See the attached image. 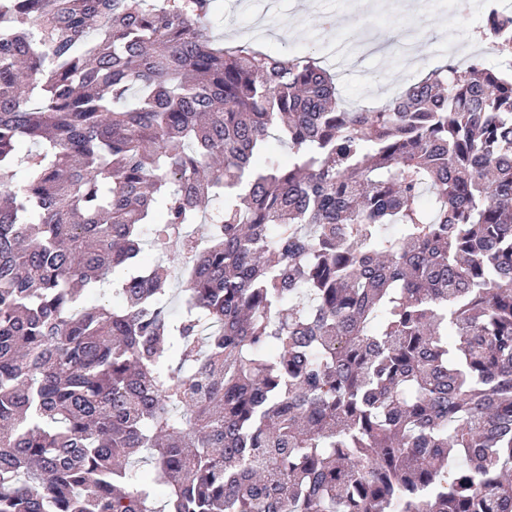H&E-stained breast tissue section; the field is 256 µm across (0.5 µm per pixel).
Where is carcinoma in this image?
I'll list each match as a JSON object with an SVG mask.
<instances>
[{"instance_id":"obj_1","label":"carcinoma","mask_w":512,"mask_h":512,"mask_svg":"<svg viewBox=\"0 0 512 512\" xmlns=\"http://www.w3.org/2000/svg\"><path fill=\"white\" fill-rule=\"evenodd\" d=\"M213 3L0 0V512H512V15L368 110Z\"/></svg>"}]
</instances>
